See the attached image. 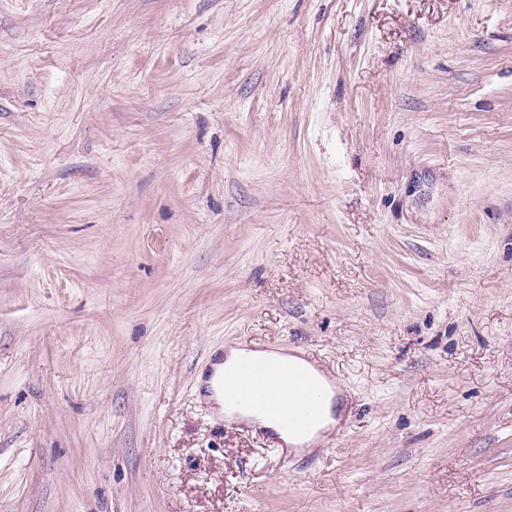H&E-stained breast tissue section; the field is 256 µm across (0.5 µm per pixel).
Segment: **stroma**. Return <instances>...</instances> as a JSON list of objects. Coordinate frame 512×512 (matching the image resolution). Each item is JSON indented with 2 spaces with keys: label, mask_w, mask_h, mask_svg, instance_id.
<instances>
[{
  "label": "stroma",
  "mask_w": 512,
  "mask_h": 512,
  "mask_svg": "<svg viewBox=\"0 0 512 512\" xmlns=\"http://www.w3.org/2000/svg\"><path fill=\"white\" fill-rule=\"evenodd\" d=\"M0 512H512V0H0ZM246 357L275 358L297 367L312 366L301 355L288 351H270L258 346L251 350L230 348L224 359L215 365V372L203 393L205 398L213 400L222 412L224 406L233 409L248 407L271 415L283 429L296 437L310 433L319 420L327 386L321 385L310 372L290 365L287 367L273 359L244 360L231 371ZM255 387L261 389V395L249 400L248 404L243 403L247 392ZM241 415H244V416H247V417H250L254 420V422H256L259 426L265 428V429H270L276 433L279 434V436L281 437V439L286 443V444H291V445H295V444H298V443H302V442H308L309 444L313 442V440L318 436L319 433L315 434V435H312L308 438H306L305 440H296L294 438H291L288 436V433H285L284 431H282L279 427V425L277 424V422L270 418V417H267V416H264V415H259V414H252V413H248L244 410H240L239 411ZM277 436V434H271L268 439H270V443H271V447L272 448H284V444L282 443V441L280 440V437ZM279 446H282V447H279Z\"/></svg>",
  "instance_id": "obj_1"
}]
</instances>
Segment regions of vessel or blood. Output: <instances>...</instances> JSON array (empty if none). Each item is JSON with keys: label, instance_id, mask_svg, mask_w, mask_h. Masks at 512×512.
<instances>
[{"label": "vessel or blood", "instance_id": "1", "mask_svg": "<svg viewBox=\"0 0 512 512\" xmlns=\"http://www.w3.org/2000/svg\"><path fill=\"white\" fill-rule=\"evenodd\" d=\"M221 389L225 407L246 405L271 415L297 437L313 430L327 392L310 372L273 359L242 361L222 379Z\"/></svg>", "mask_w": 512, "mask_h": 512}]
</instances>
